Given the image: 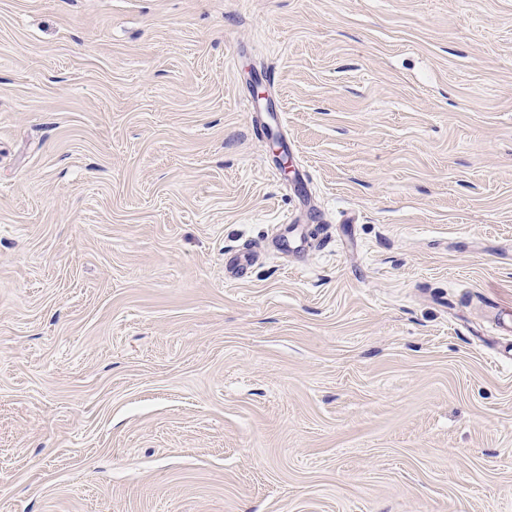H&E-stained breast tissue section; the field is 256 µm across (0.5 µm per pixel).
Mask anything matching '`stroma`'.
<instances>
[{
    "instance_id": "35a3bbf8",
    "label": "stroma",
    "mask_w": 512,
    "mask_h": 512,
    "mask_svg": "<svg viewBox=\"0 0 512 512\" xmlns=\"http://www.w3.org/2000/svg\"><path fill=\"white\" fill-rule=\"evenodd\" d=\"M0 512H512V0H0Z\"/></svg>"
}]
</instances>
